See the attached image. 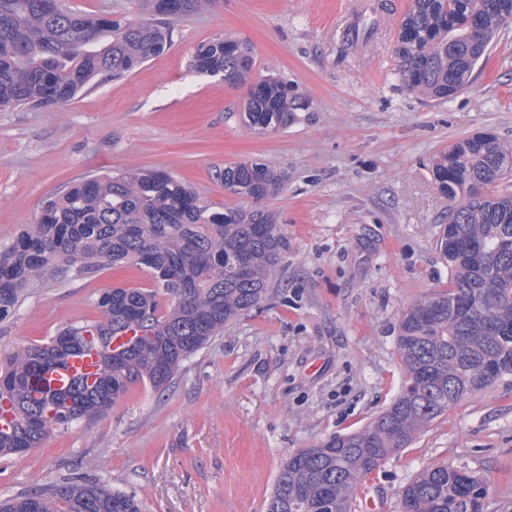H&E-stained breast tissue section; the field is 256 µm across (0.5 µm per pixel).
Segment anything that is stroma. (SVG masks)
Here are the masks:
<instances>
[{"mask_svg":"<svg viewBox=\"0 0 512 512\" xmlns=\"http://www.w3.org/2000/svg\"><path fill=\"white\" fill-rule=\"evenodd\" d=\"M380 1L216 0L174 20L171 47L124 77L97 78L59 109L0 108V247L88 175L165 170L214 207L238 206L222 174L243 160L285 175L266 207L288 237L264 302L165 387L135 385L103 417L0 456V499L74 481L136 495L144 512H267L289 453L364 428L399 394L401 315L449 275L436 248L448 200L432 161L486 130L512 145V25L468 86L440 100L397 75L410 0H384L372 43L345 47L343 24ZM225 36L251 44L253 78L296 86L303 108L286 128L250 130L248 85L190 69L199 45ZM148 285L131 266L47 281L0 321V345L45 343L101 319L91 296ZM441 463L488 480L484 512H512V377L451 409L363 485L378 512H400L404 487Z\"/></svg>","mask_w":512,"mask_h":512,"instance_id":"35a3bbf8","label":"stroma"}]
</instances>
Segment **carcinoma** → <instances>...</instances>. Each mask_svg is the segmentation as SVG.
Instances as JSON below:
<instances>
[{
  "instance_id": "cac0c4a2",
  "label": "carcinoma",
  "mask_w": 512,
  "mask_h": 512,
  "mask_svg": "<svg viewBox=\"0 0 512 512\" xmlns=\"http://www.w3.org/2000/svg\"><path fill=\"white\" fill-rule=\"evenodd\" d=\"M0 0V108H60L100 75L120 78L158 57L172 42L167 0H137L138 16L87 17L63 2ZM178 17L216 0H181ZM512 0H410L397 34V74L408 90L449 99L465 88L502 29ZM252 48L231 38L200 45L191 69L229 83L250 79ZM301 109L288 83L251 84L241 110L258 134L288 125ZM432 175L448 198L437 247L448 260L446 288L403 312L397 345L407 379L393 403L366 427L288 455L269 512H353L361 481L408 447L469 396L512 376V194L493 189L512 179V146L471 136L440 152ZM285 178L264 162L224 168V188L248 206L213 209L162 170L83 177L41 207L36 224L0 249V321L43 280L77 269L91 278L130 265L149 288L116 287L94 299L103 318L61 329L45 344L0 348V455L37 448L57 429L105 414L130 385H167L180 364L257 307L271 289L288 239L262 203ZM133 333L114 365L115 336ZM105 349L91 382L75 380L60 398L34 395L38 375L90 344ZM486 482L471 472L433 465L408 483L401 512H484ZM0 512H141L135 496L97 483L50 484L40 494L0 501Z\"/></svg>"
}]
</instances>
